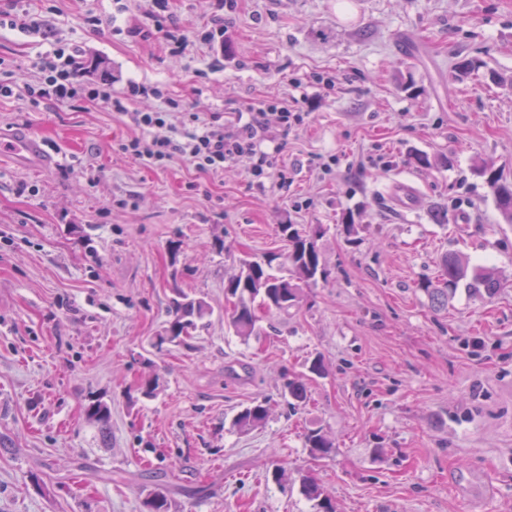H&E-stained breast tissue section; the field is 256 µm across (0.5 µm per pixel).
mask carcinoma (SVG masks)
Returning <instances> with one entry per match:
<instances>
[{"instance_id": "1", "label": "carcinoma", "mask_w": 512, "mask_h": 512, "mask_svg": "<svg viewBox=\"0 0 512 512\" xmlns=\"http://www.w3.org/2000/svg\"><path fill=\"white\" fill-rule=\"evenodd\" d=\"M486 176L488 187L504 221L512 224V183L491 165L481 169ZM280 232L288 242L287 250L279 254L267 255L261 259H244L236 272L227 277L224 288L228 295L236 298L229 318V327L236 336L247 339L258 335L256 311H286L297 304L302 286L324 275L321 255L315 245V237L321 233L318 224H282ZM278 263V272H273V262ZM445 274L443 287H434L425 282L421 288L427 292L433 307L440 309L448 305V298L463 284L469 290L494 298L503 288L502 282L485 267L468 269V266L455 253H448L442 259ZM173 319L159 337L158 343L180 344L193 335L199 322L208 314L209 308L202 300H189L180 295L171 302ZM284 398L288 408L297 411L307 401V388L299 378H292L284 385ZM86 417L99 431L108 430L111 410L99 400H94L85 409ZM267 408L262 403L246 407L233 419V426L240 431L261 425L267 418ZM310 454L323 458L331 452L333 443L321 431L312 430L307 435ZM304 493L317 501L318 508L334 512L328 497L323 495L319 485L311 478H301Z\"/></svg>"}]
</instances>
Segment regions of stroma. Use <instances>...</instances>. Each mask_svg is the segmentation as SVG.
<instances>
[{"mask_svg":"<svg viewBox=\"0 0 512 512\" xmlns=\"http://www.w3.org/2000/svg\"><path fill=\"white\" fill-rule=\"evenodd\" d=\"M31 7L98 63L88 87L158 86L129 110L299 97L308 117L274 140L282 191L253 184L246 156L216 174L150 167L119 152L136 131L108 103L33 104L48 43L0 29L15 71L0 140L31 135L47 155L0 164V512H147L157 491L171 512H316L305 475L336 512H512V224L479 172L512 177V0H237L208 48L214 0H169L161 19L147 0ZM417 151L432 169L412 166ZM398 181L416 189L410 208ZM282 224L320 225L327 276L245 341L225 323L224 279L284 251ZM449 252L494 269L501 293L461 288L433 310L421 284ZM179 290L212 313L158 344ZM298 375L308 401L293 413L281 392ZM96 399L105 435L84 415ZM261 401L263 425L233 427ZM313 429L334 440L328 458L310 456Z\"/></svg>","mask_w":512,"mask_h":512,"instance_id":"obj_1","label":"stroma"}]
</instances>
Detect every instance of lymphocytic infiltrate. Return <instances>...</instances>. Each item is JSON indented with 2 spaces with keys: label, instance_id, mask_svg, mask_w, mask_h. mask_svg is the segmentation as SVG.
<instances>
[{
  "label": "lymphocytic infiltrate",
  "instance_id": "f902f5d3",
  "mask_svg": "<svg viewBox=\"0 0 512 512\" xmlns=\"http://www.w3.org/2000/svg\"><path fill=\"white\" fill-rule=\"evenodd\" d=\"M36 66L41 78L27 88L33 103L76 96L73 78L83 67L76 49L53 43L41 53ZM89 95L107 101L114 111L128 117L138 134L120 143L119 150L142 164L161 167L181 157L200 170L216 173L246 154L253 160L250 170L253 183L270 184L280 190L289 185L288 170L279 152L267 151L264 145L272 141L274 132L288 131L305 121L307 114L298 105L264 102L225 121L216 112H191L187 115L188 129L181 131L171 122L170 112H131L125 105L126 95L95 89Z\"/></svg>",
  "mask_w": 512,
  "mask_h": 512
}]
</instances>
